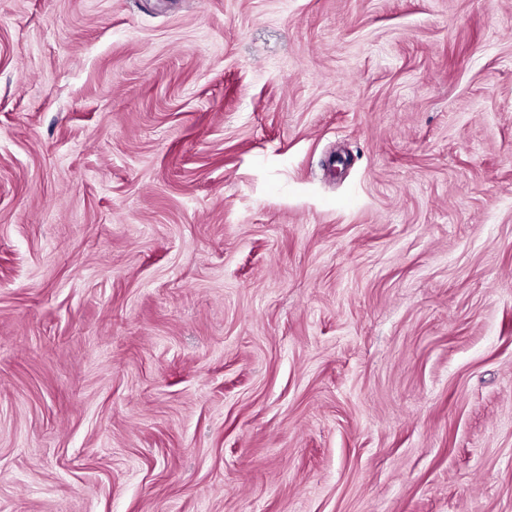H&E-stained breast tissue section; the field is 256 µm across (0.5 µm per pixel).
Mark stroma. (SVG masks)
<instances>
[{
  "instance_id": "stroma-1",
  "label": "stroma",
  "mask_w": 512,
  "mask_h": 512,
  "mask_svg": "<svg viewBox=\"0 0 512 512\" xmlns=\"http://www.w3.org/2000/svg\"><path fill=\"white\" fill-rule=\"evenodd\" d=\"M0 512H512V0H0Z\"/></svg>"
}]
</instances>
